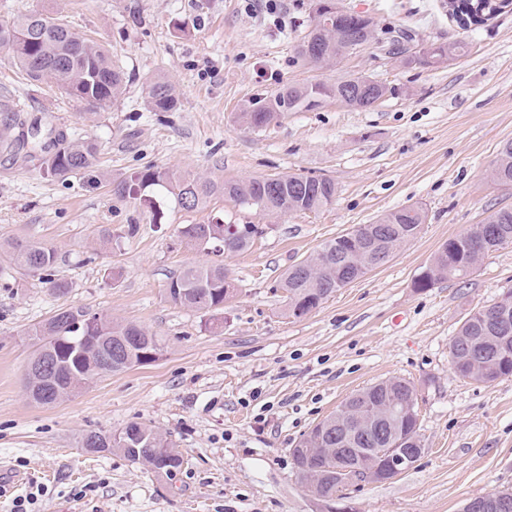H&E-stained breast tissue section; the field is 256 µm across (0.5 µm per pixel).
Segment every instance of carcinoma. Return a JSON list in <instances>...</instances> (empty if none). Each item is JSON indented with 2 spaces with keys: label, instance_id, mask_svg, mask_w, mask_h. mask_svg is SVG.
<instances>
[{
  "label": "carcinoma",
  "instance_id": "1",
  "mask_svg": "<svg viewBox=\"0 0 512 512\" xmlns=\"http://www.w3.org/2000/svg\"><path fill=\"white\" fill-rule=\"evenodd\" d=\"M335 0H313L312 13L324 12L325 25L312 29L296 47L299 59L307 63L335 62L347 54L344 36L353 35L369 42L380 43L372 17L339 15L328 9ZM449 14L457 24L467 29L480 26L512 8V0H448ZM408 38L404 30L397 31V38L390 41L389 53L401 57L407 66L439 67L462 56L467 51L463 41L433 42L415 49V57L404 58L407 49H393L400 39ZM0 49L8 53L14 64L30 81L55 84L69 99L90 109L110 107L122 98L125 91L124 70L112 60L104 46L95 41L78 38L64 23L61 16L31 10L13 20L0 23ZM381 95L378 88L365 85L362 76L348 77L334 84L287 85L266 98H257L238 113V121L251 130L267 127L279 112H306L314 109L327 98H336L353 108L368 107L367 101ZM146 106L153 112H174L179 105L175 85L163 76L146 82ZM46 176L66 181L91 170L97 163L98 147L88 139L69 140L60 135L46 145ZM492 181L512 186V141L504 143L492 166ZM336 182L326 177L301 175H274L247 182H229L200 174H182L154 165L140 170L112 184V193L120 199H141L147 194L161 201H172L176 207L193 211L207 206L215 197L229 196L239 206L263 213L283 211L317 212L330 205L336 197ZM382 224L374 227L380 240L398 246L415 238L425 223V212L419 207H403L390 211L380 218ZM484 226L490 234L497 235L499 246L512 244V209L503 208L488 217ZM201 224H186L178 229V237L186 244L209 249L214 242L203 243ZM263 234L257 224L238 225L235 251L247 250ZM354 246L346 245L338 235L326 242L312 255L303 259L309 266L305 272L295 264L285 273L280 288L286 292L288 315L303 316L306 304L321 305L342 287L336 276V263H354ZM484 250L481 225L473 226L463 235L444 242L432 262L447 270L446 278L465 277L473 271L470 263ZM11 264L28 272H48L57 263L56 250L49 244L35 240H15L0 243ZM235 285L224 265L189 266L171 279L167 294L176 304L204 311H219L233 296ZM89 313L83 307L60 308L53 316L29 331L33 336L36 356L46 349L54 350L60 368L51 378V396L44 398L35 393L31 400L40 405H52L74 395V390L88 384L84 373L91 370V359L84 357L78 365H67L71 357L62 350V341H74L82 335L76 327L77 317ZM95 336L103 337L101 349L105 350L117 338L141 336L150 343L163 345V341L134 323L114 322L95 314ZM469 344L477 362L495 363L506 377L512 376V332L498 330L495 322L481 312L474 311L462 323L449 344L450 357L458 355ZM370 399L360 402L358 411L370 419L385 414L384 407L397 398L415 394L411 382L389 378L384 383L369 386ZM126 438L107 444L130 461L169 477L183 464L178 451H173L169 463L160 467L156 462L159 448H170L168 438L151 427L130 422L121 429ZM423 442L420 433L418 409L413 414L383 419L382 430L369 438L348 435L336 420L323 423L321 447L340 449L339 460L353 468L360 460L381 462L378 448H414Z\"/></svg>",
  "mask_w": 512,
  "mask_h": 512
}]
</instances>
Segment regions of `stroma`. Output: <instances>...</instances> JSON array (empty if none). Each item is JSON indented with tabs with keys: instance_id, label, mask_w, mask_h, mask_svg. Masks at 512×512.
Instances as JSON below:
<instances>
[{
	"instance_id": "obj_1",
	"label": "stroma",
	"mask_w": 512,
	"mask_h": 512,
	"mask_svg": "<svg viewBox=\"0 0 512 512\" xmlns=\"http://www.w3.org/2000/svg\"><path fill=\"white\" fill-rule=\"evenodd\" d=\"M379 29L409 28L414 42L462 40L465 55L436 68L399 65L368 45L339 64L298 60L312 0H0V22L45 9L104 45L127 76L117 105L89 110L46 83L31 84L0 50V99L23 123L90 137L98 164L83 178L44 176L41 151L0 147V242L53 245L52 294L41 276L0 260V512L38 492L32 512H325L291 454L320 419L358 390L412 382L425 453L383 483L348 491L353 512H461L469 499L512 490V376L479 384L457 376L449 343L471 312L512 291V245L462 279L418 290L414 281L448 239L512 207V187L488 171L512 140V11L463 29L445 0H342ZM180 89L174 112H152L147 79ZM348 75L383 82L368 110L333 99L281 113L268 127L237 120L244 104L286 85ZM247 181L277 173L332 178L331 205L275 218L229 198L202 210H151L112 193L146 165ZM418 205L419 234L382 266L295 318L278 284L325 240ZM259 224L265 235L222 255L181 244L184 224L213 216ZM111 242H101L103 229ZM223 263L237 292L218 312L175 304L166 288L191 265ZM120 270V279L109 276ZM62 307L139 324L162 339L157 361L94 380L63 402L29 399L28 331ZM139 421L171 439L185 464L166 478L117 451L90 453L81 437Z\"/></svg>"
}]
</instances>
